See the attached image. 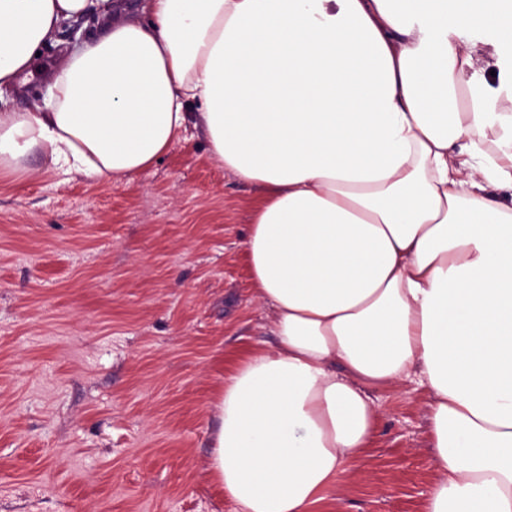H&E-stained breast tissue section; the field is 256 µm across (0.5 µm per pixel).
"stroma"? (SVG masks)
<instances>
[{
  "label": "stroma",
  "mask_w": 512,
  "mask_h": 512,
  "mask_svg": "<svg viewBox=\"0 0 512 512\" xmlns=\"http://www.w3.org/2000/svg\"><path fill=\"white\" fill-rule=\"evenodd\" d=\"M58 25L44 66L95 38ZM0 177V512H235L212 481L224 380L272 349L247 231L261 191L189 127L125 179ZM379 420L323 512H424L430 394L373 390Z\"/></svg>",
  "instance_id": "obj_1"
}]
</instances>
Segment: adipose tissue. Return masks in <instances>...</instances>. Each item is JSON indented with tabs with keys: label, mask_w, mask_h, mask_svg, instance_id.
<instances>
[{
	"label": "adipose tissue",
	"mask_w": 512,
	"mask_h": 512,
	"mask_svg": "<svg viewBox=\"0 0 512 512\" xmlns=\"http://www.w3.org/2000/svg\"><path fill=\"white\" fill-rule=\"evenodd\" d=\"M110 0H0V93L60 20ZM0 113V174L117 179L202 124L262 191L247 253L277 346L224 381L209 472L236 512H316L369 446L370 389L431 394L424 512H512V113L477 80L483 0H143ZM45 75H27V83L15 91L9 90L0 103L1 112L32 110L36 104L42 105L45 90Z\"/></svg>",
	"instance_id": "ef3b65f1"
}]
</instances>
